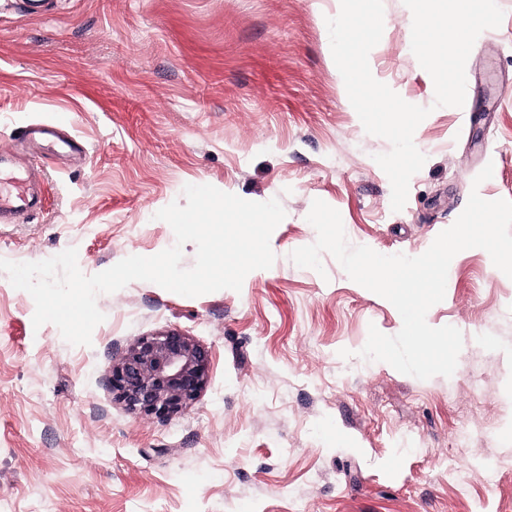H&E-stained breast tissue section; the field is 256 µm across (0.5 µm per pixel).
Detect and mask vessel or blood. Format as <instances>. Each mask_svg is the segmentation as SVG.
<instances>
[{"label":"vessel or blood","instance_id":"obj_1","mask_svg":"<svg viewBox=\"0 0 512 512\" xmlns=\"http://www.w3.org/2000/svg\"><path fill=\"white\" fill-rule=\"evenodd\" d=\"M26 133L52 148H66L75 143L62 122L32 125ZM41 185L42 174L38 168L21 171L11 159L0 157V224H11L21 215L36 212L41 206Z\"/></svg>","mask_w":512,"mask_h":512}]
</instances>
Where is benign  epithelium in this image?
Listing matches in <instances>:
<instances>
[{
	"instance_id": "benign-epithelium-1",
	"label": "benign epithelium",
	"mask_w": 512,
	"mask_h": 512,
	"mask_svg": "<svg viewBox=\"0 0 512 512\" xmlns=\"http://www.w3.org/2000/svg\"><path fill=\"white\" fill-rule=\"evenodd\" d=\"M208 351L178 329L139 337L112 363V392L130 409L165 421L204 389Z\"/></svg>"
}]
</instances>
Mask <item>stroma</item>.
Masks as SVG:
<instances>
[{
	"label": "stroma",
	"mask_w": 512,
	"mask_h": 512,
	"mask_svg": "<svg viewBox=\"0 0 512 512\" xmlns=\"http://www.w3.org/2000/svg\"><path fill=\"white\" fill-rule=\"evenodd\" d=\"M376 80L429 108L427 161L402 211L345 94L326 18L340 0H56L29 14L0 0V154L38 165L47 203L0 224V258L68 248L87 275L152 256L175 235L157 212L185 185L278 199L271 268L240 291L184 297L145 281L97 298L92 343L66 342L0 272V512H512V279L480 248L452 259L430 326L463 334L452 376L427 380L361 357L395 307L352 281L293 263L315 242L313 200L350 245L424 253L471 190L512 201V0L466 64L480 119L434 107L411 51L412 14L383 0ZM65 119L83 153L27 147L22 127ZM492 165L493 176L476 183ZM177 328L205 347V388L167 421L112 392V359Z\"/></svg>",
	"instance_id": "1"
}]
</instances>
